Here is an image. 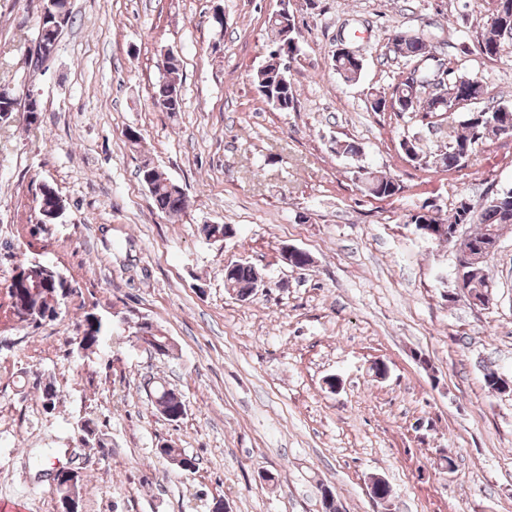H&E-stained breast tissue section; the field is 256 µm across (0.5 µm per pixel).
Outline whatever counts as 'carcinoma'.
<instances>
[{
  "label": "carcinoma",
  "mask_w": 512,
  "mask_h": 512,
  "mask_svg": "<svg viewBox=\"0 0 512 512\" xmlns=\"http://www.w3.org/2000/svg\"><path fill=\"white\" fill-rule=\"evenodd\" d=\"M494 7L489 18L488 28L478 42L480 54L493 58L498 55L502 40L512 39V0H493ZM268 26L272 32L273 48L270 50L265 63L254 76V88L258 96L272 107L286 112L295 107L296 99L293 85L285 72L287 61L296 59L299 54L298 31L294 15L288 8V3L273 13L268 19ZM394 45L397 52L394 57L412 62H429L436 58V47L432 39L427 36L397 31L394 34ZM334 69L346 82H356L363 70L362 59L350 56H333ZM436 74L421 69L417 78L404 75L397 82L388 87L377 90L371 94L370 107L374 112H384L388 101L398 107L403 114H415L413 99L422 103L425 113H448V107L455 101L483 100L487 95V88L482 81L465 73L448 70V84L442 95L436 93L423 96L426 88L432 85ZM153 105L162 112L172 115L182 111V94L180 78V61L176 57L169 59L164 67L162 79L152 96ZM501 108L487 106L476 113H470L460 122L461 133L457 134L450 143L438 147L428 153H418L419 163L427 168L450 170L463 162V153L474 151L476 146L500 136L502 127L498 117ZM139 176L148 187L155 208L165 214H177L185 208L186 198L182 187L165 177L150 161H143L139 167ZM376 189L371 195L376 198H391L400 192L401 186L392 178L384 175L373 177ZM512 197L506 191H501L490 197L485 204L468 206L461 209L454 208L452 215L443 218L441 209H436L427 216L411 215L410 223L417 225L422 221L429 224H474L476 228L467 232L476 243L495 245L499 242L502 230L512 226V218L503 216L501 207L494 203L496 199L506 200ZM489 266L480 263L469 267L462 273L465 287L472 291L487 288L490 281ZM257 268L248 262H236L229 273L230 288L239 297L253 292L256 283ZM11 300V307L19 309L23 304H29L33 315L44 320L53 317L55 305L69 299L75 289L65 279L48 278L45 270L35 268L25 277H14L7 288ZM82 337L81 346L85 351H92L104 340L102 320L94 313H87L78 325ZM152 405L155 410L169 421H177L184 416L186 409L181 397L173 390L161 384L154 389ZM55 484L59 504L71 499V495L78 494V488L65 485L61 474L57 471L49 473Z\"/></svg>",
  "instance_id": "carcinoma-1"
}]
</instances>
